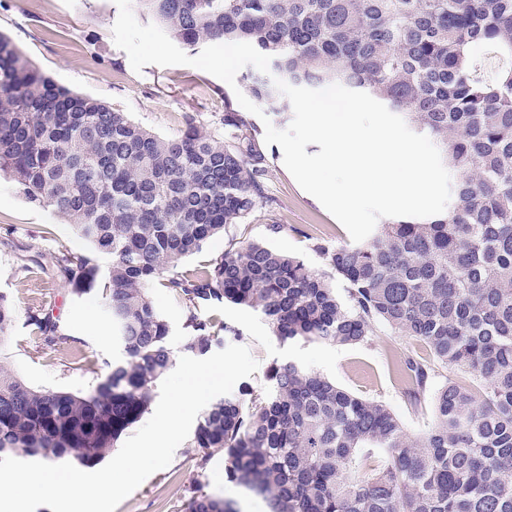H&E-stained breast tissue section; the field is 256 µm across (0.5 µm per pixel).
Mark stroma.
Here are the masks:
<instances>
[{
    "instance_id": "stroma-1",
    "label": "stroma",
    "mask_w": 512,
    "mask_h": 512,
    "mask_svg": "<svg viewBox=\"0 0 512 512\" xmlns=\"http://www.w3.org/2000/svg\"><path fill=\"white\" fill-rule=\"evenodd\" d=\"M117 17L114 0H0V33L57 83L105 101L161 136L176 134L189 113L203 131L218 132L225 108L239 106L233 90L190 66L147 65L134 71L126 52L113 40ZM248 120L255 129L254 147L267 160L265 191L273 203L210 239L201 251L181 262L180 272L198 271L221 255L230 241L245 239L265 242L299 257L311 268L325 269L326 260L317 244L350 243L347 230L296 183L284 166L280 146L265 143V122L253 114ZM87 249L70 225L50 208L28 199L15 181L0 174V293L8 296L15 314L12 329L0 342V363L32 386L83 391L105 374L107 364L123 358L97 296L74 295L61 280L31 268L34 259L62 250ZM151 297L170 325L169 346L174 356H181L188 308L162 287L153 288ZM36 311L50 316L57 340L48 341L30 324ZM218 313L240 330L243 346L258 362L256 372L236 383L235 392L246 388L264 392L269 365L289 358L343 389L384 402L409 433L424 429L427 418L397 372L406 357L424 354L412 337L378 325L365 342L356 345L285 346L268 321L255 313L231 305L220 307ZM223 471V451H213L203 466L192 440H185L171 463L149 476L115 512H179L183 498L196 486L212 497L235 502L239 512H269L262 497L223 479Z\"/></svg>"
}]
</instances>
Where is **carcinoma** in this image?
<instances>
[{"label": "carcinoma", "instance_id": "obj_1", "mask_svg": "<svg viewBox=\"0 0 512 512\" xmlns=\"http://www.w3.org/2000/svg\"><path fill=\"white\" fill-rule=\"evenodd\" d=\"M194 51L248 42L272 73L246 79L255 100L289 107L273 79L339 83L399 113L438 148L451 175L446 210L397 217L358 245L316 246L331 274L262 242H231L200 271L181 261L266 199L264 156L224 110V133L192 115L170 137L41 73L0 34V173L70 224L90 251L37 267L104 303L125 358L91 388L37 389L0 365V454L94 465L149 409L173 366L170 327L149 290L193 307L183 353L239 341L197 310L225 303L267 319L283 345L358 344L376 325L422 343L402 372L414 394L434 368L426 429L409 434L382 401L349 392L291 360L268 386L226 396L194 433L200 464L224 450L226 477L270 512H512V64L492 80L478 54L512 61V0H132ZM110 258L106 267L96 255ZM347 284V302L330 275ZM13 310L0 295V339ZM180 512H238L195 488Z\"/></svg>", "mask_w": 512, "mask_h": 512}]
</instances>
